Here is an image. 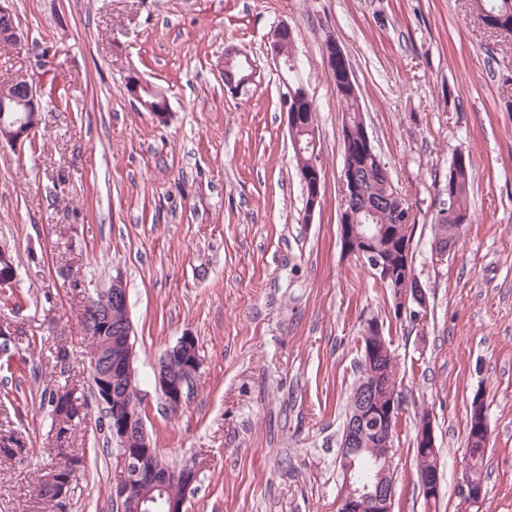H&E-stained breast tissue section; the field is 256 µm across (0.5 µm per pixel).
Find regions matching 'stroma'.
Listing matches in <instances>:
<instances>
[{"label": "stroma", "instance_id": "obj_1", "mask_svg": "<svg viewBox=\"0 0 512 512\" xmlns=\"http://www.w3.org/2000/svg\"><path fill=\"white\" fill-rule=\"evenodd\" d=\"M23 32L0 48V80L36 85L33 144H0V250L17 269L0 317L20 334L0 355V512H33L30 490L57 462L44 391L77 387L72 448L85 472L63 507L112 512L119 452L91 391L84 294L123 274L136 385L161 455L200 469L188 512H337V455L361 334L375 318L404 376L393 512H460L466 415L482 396L492 431L483 512H512V40L487 32L470 0H10ZM293 31L296 76L316 106L321 203L305 194L267 54ZM334 38L359 88L368 133L417 217L413 266L425 326L396 319L393 294L340 242L343 112L323 46ZM257 67L224 84L227 48ZM48 51L45 68L35 56ZM151 82L166 122L126 86ZM473 161V223L437 259L454 149ZM202 360L179 411L154 367L180 337ZM69 357L58 362L59 348ZM429 413L440 495L417 486L415 423Z\"/></svg>", "mask_w": 512, "mask_h": 512}]
</instances>
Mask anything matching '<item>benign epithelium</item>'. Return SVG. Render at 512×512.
Returning <instances> with one entry per match:
<instances>
[{
  "label": "benign epithelium",
  "mask_w": 512,
  "mask_h": 512,
  "mask_svg": "<svg viewBox=\"0 0 512 512\" xmlns=\"http://www.w3.org/2000/svg\"><path fill=\"white\" fill-rule=\"evenodd\" d=\"M293 38L292 29L281 24L277 26L268 42L270 58L278 65L283 64L282 46ZM304 87H288L282 104L287 115L288 127L296 131L302 126L303 113L299 112L301 93ZM40 105L37 89L27 81L7 82L0 84V112L20 110L25 113L23 119L9 125H0V142H7L13 148H21L39 125ZM316 134H311L306 151L309 157L299 154V172L305 187V216L313 217L321 197V175L316 151ZM341 195L340 212L358 216L371 214L373 208L367 203L359 175L355 166L347 164L340 178ZM387 233L368 231L360 232L357 225L346 222L341 225V239L345 254L357 256L367 262L384 280L396 278L397 272L389 262V253L383 251L378 240ZM15 267L6 255H0V288L15 286ZM129 311L128 292L122 275L112 278L109 288L91 296L86 300V313L81 321L88 331H112V313ZM429 296L420 282L415 287L404 289L396 300V317L409 320L417 325H424L429 317ZM134 329L131 319L127 318L117 331V339L124 349L119 357H109L107 347H97L92 362L91 376L100 383L97 398L100 404L110 409L108 416L109 431L112 439L118 443L119 459L122 469L121 479L112 486V502L115 506L131 503L140 512H186L189 496L197 490L199 468L188 465L182 469H174L161 464L153 469H146L143 462L146 458L156 455L144 419L140 413V393L136 386V370L134 367ZM364 359L373 361L380 350L386 347L385 337L379 321L371 318L365 323ZM201 360L195 340L191 336H183L171 348L167 349L164 358L155 367V379L167 405L182 406L187 397V384L192 382L199 373ZM399 412V404L391 399L380 402L371 392L365 391L357 397V411L347 431L345 443L340 448L337 463L343 478L342 491L339 497V512H393L395 489L394 482L386 480L391 473L393 464L394 431ZM372 422L377 439L385 448V455L376 459L377 471L369 480H361L354 473L353 456L360 452L355 447L358 432L365 429L366 422ZM418 438L422 452L429 454L436 448V437L433 421L425 416L418 424ZM73 476L63 477L58 470L44 479L39 489L52 500H60L66 494V487L72 484ZM418 482L422 494L433 500L439 497V471L434 469L418 471ZM179 486L180 493L172 492L173 486ZM484 483L470 477L468 471H462L458 484V497L462 512L471 509L482 510L485 501Z\"/></svg>",
  "instance_id": "benign-epithelium-1"
}]
</instances>
